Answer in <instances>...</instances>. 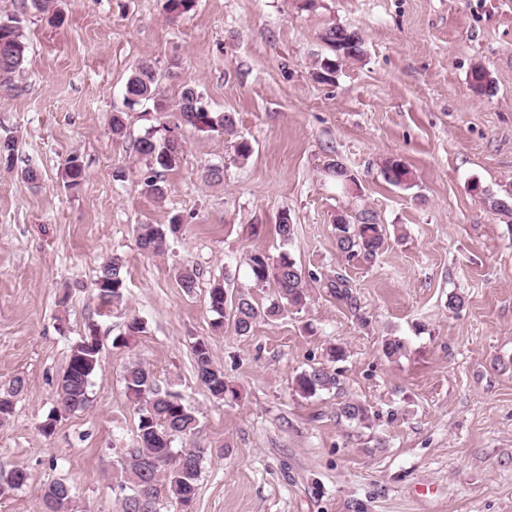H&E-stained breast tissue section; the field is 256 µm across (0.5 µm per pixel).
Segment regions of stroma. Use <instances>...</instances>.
I'll return each mask as SVG.
<instances>
[{
    "label": "stroma",
    "mask_w": 512,
    "mask_h": 512,
    "mask_svg": "<svg viewBox=\"0 0 512 512\" xmlns=\"http://www.w3.org/2000/svg\"><path fill=\"white\" fill-rule=\"evenodd\" d=\"M25 3L0 0L1 14H23L30 45L22 74L0 83V136L18 146L15 167L0 168V387L26 380L0 425V470L21 465L30 479L0 495V512H42L60 479L74 488L71 512H121L112 474L137 445L123 384L135 359L197 415L175 442L207 451L191 512H512V228L479 195L512 186V0H319L311 11L301 0H196L174 22L164 0H54L47 13ZM331 24L358 30L364 54L320 83L312 72ZM144 59L158 68V102L174 107L191 83L237 121L233 138L183 128L161 201L142 189L135 143L162 116L156 102L124 100ZM478 64L492 95L470 86ZM239 137L253 148L245 161ZM74 152L86 177L71 188ZM391 158L409 166L412 188L384 180ZM332 159L352 189L332 182ZM212 165L222 182L203 181ZM29 167L40 185L24 180ZM284 211L295 229L287 243L275 233ZM340 211L384 224L376 257L338 251ZM176 215L183 224L164 254L142 251L137 225ZM258 250L315 273L306 307L246 335L229 320L214 329L213 281L261 306L272 298L273 287L252 283ZM112 257L126 277L118 308L95 290ZM183 266L199 274L190 294L174 274ZM337 274L351 303L323 283ZM452 294L462 308L449 310ZM134 317L144 332L115 345ZM91 324L101 352L90 402L43 435ZM390 336L404 343L394 359L381 351ZM199 338L237 400L214 402L199 384ZM332 344L346 351L334 365L340 390L300 396L295 377L326 365ZM347 399L366 408L365 423L339 416Z\"/></svg>",
    "instance_id": "35a3bbf8"
}]
</instances>
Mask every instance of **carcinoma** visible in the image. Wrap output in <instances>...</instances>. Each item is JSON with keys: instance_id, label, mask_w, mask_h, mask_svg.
<instances>
[{"instance_id": "1", "label": "carcinoma", "mask_w": 512, "mask_h": 512, "mask_svg": "<svg viewBox=\"0 0 512 512\" xmlns=\"http://www.w3.org/2000/svg\"><path fill=\"white\" fill-rule=\"evenodd\" d=\"M196 0H164V10L169 19L175 20L195 7ZM321 40L330 55L319 58L315 79L322 82L332 80L336 73V43L340 42L361 55L364 41L361 33L353 28L336 24L325 27ZM28 44L22 19L16 15L0 14V78H10L21 72L27 59ZM473 88L479 93L493 94L494 80L482 66L472 73ZM159 94V77L154 63L143 61L130 74L125 84V103L132 108L144 101L155 100ZM157 109L168 117L156 129L140 138L138 154L148 163L149 171L143 177V190L156 200L165 197L167 187L162 171L173 169L181 161L182 144L178 130L184 126L221 137L236 135V118L232 112H215L209 108L201 91L192 84L185 85L173 110L158 102ZM15 140L0 138V165L11 169L17 161ZM68 186H79L85 177L82 156L73 152L66 159ZM331 176L336 184L348 189L353 182L348 168L341 162L330 163ZM387 183L409 189L412 186L411 172L405 165L393 169L385 168ZM487 204L502 218L512 219V190L502 194L484 192ZM181 219L176 217L169 224H141L137 227L140 248L150 254L165 252L168 238L177 233ZM336 246L347 258H374L385 242V227L368 216L359 224L350 223L344 216L336 217ZM249 267L254 285L275 288V298L263 307L255 305L249 297L240 295L233 308L235 331L241 335L250 333L257 320L274 321L293 308L301 310L307 305L308 293L305 275L289 258L282 256L273 260L263 251L250 255ZM196 270L182 267L177 279L185 292L191 293L197 285ZM95 284L101 301L118 303L123 300L125 289L124 265L117 258L105 260L99 267ZM326 287L342 302L352 299L347 280L333 276L327 278ZM226 291L216 283L209 291L211 311L224 317ZM100 344H89L81 339L71 349L67 367L58 383L59 408L74 413L89 402L92 378L100 366ZM192 354L197 379L216 401L237 397V391L224 377V370L213 358L209 344L197 339L192 344ZM126 394L133 402L138 416V446L121 454L113 479V488L122 497V512H136L138 508L153 510L154 500L165 492L184 507L195 499L201 472V462L206 454L204 448H187L176 451L173 440L191 434L197 427L194 412L186 406L179 394L161 389L155 382L149 367L139 361L128 363L123 371ZM296 392L303 397H312L322 391L340 389L338 372L325 367H312L302 371L295 380ZM25 379L18 376L10 381L7 390L0 392V421L8 420L14 410L15 398L24 390ZM341 416L359 423L367 419V410L361 404L345 400L339 404ZM29 479L26 468L16 466L0 473V493L22 487ZM73 499L72 486L65 481H55L45 489L44 512H70Z\"/></svg>"}]
</instances>
